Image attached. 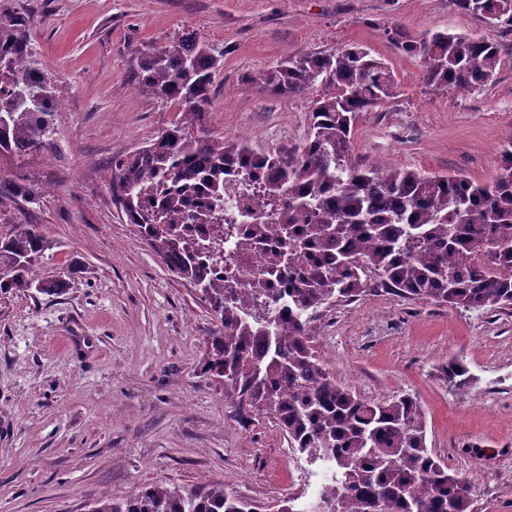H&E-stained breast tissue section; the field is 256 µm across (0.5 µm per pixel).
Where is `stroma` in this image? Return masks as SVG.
Returning a JSON list of instances; mask_svg holds the SVG:
<instances>
[{
    "instance_id": "obj_1",
    "label": "stroma",
    "mask_w": 512,
    "mask_h": 512,
    "mask_svg": "<svg viewBox=\"0 0 512 512\" xmlns=\"http://www.w3.org/2000/svg\"><path fill=\"white\" fill-rule=\"evenodd\" d=\"M5 16L27 21L61 118L53 152L0 160V178L37 198L0 202V235L40 225L54 247L37 276L76 272L59 295L0 293V512H88L103 493L218 480L264 512L288 497L314 502L325 470L294 452L274 420L239 418L201 373L215 329L207 305L112 201L113 157L173 116L134 89L129 52L184 32L223 48L212 127L265 152L304 143L310 99L263 94V72L295 53L370 48L398 92L359 113L352 163L484 182L512 135V26H484L449 0H0ZM393 26L497 43L501 67L467 92L425 86L419 60L387 41ZM309 340L327 345L332 374L354 393L417 395L430 447L467 478L478 512H512V309L410 301L373 279L358 300L326 308ZM453 359L469 367L470 387L442 379Z\"/></svg>"
}]
</instances>
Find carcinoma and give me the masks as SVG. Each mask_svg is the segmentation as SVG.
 Segmentation results:
<instances>
[{"label":"carcinoma","instance_id":"cac0c4a2","mask_svg":"<svg viewBox=\"0 0 512 512\" xmlns=\"http://www.w3.org/2000/svg\"><path fill=\"white\" fill-rule=\"evenodd\" d=\"M489 27L512 23V0H451ZM393 49L417 59L434 88L469 91L497 75L501 48L448 31L410 36L386 31ZM26 21L0 18V156L23 157L53 145L61 103L51 79L32 66ZM224 49L184 33L129 57L134 88L174 109L147 146L112 162L111 188L126 221L165 267L199 287L217 322L205 340L200 371L220 379L224 399L277 421L291 447L331 464L310 512H475L462 475L427 443L426 412L412 394L365 400L336 381L308 345L310 324L328 305L367 290L372 272L392 294L450 308L512 307V135L500 171L487 182L349 161L356 118L395 97L392 68L362 46L330 54H292L268 69L262 90L302 97L316 85L307 140L294 150L255 152L212 129L210 104ZM259 195L288 238L272 265L293 269L304 249L319 258L288 289V313L272 315L278 296L238 293L208 268L224 263V238L197 240L182 224H238L243 212L227 193ZM32 198L0 180V200ZM305 228L296 229L294 225ZM52 242L37 224L19 222L0 237V292L59 295L62 278L39 279ZM444 380L461 387L469 369L451 360ZM90 512H257L213 481L195 487L155 485L126 498L102 495Z\"/></svg>","mask_w":512,"mask_h":512}]
</instances>
